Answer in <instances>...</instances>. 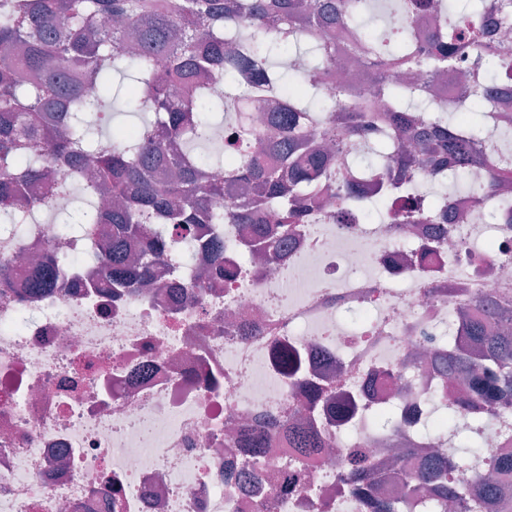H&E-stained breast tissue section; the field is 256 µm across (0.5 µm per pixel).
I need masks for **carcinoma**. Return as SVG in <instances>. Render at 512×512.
I'll use <instances>...</instances> for the list:
<instances>
[{
    "mask_svg": "<svg viewBox=\"0 0 512 512\" xmlns=\"http://www.w3.org/2000/svg\"><path fill=\"white\" fill-rule=\"evenodd\" d=\"M460 22L450 18L448 0H392L391 22L378 33L365 32L356 18L374 0H347L345 10L355 29L353 50L368 65L402 72L405 83L386 81L366 91L336 83L334 99H325L321 73L344 70L327 33L336 26V5L326 0H0V217L15 219L20 183L28 177L64 172L51 181V193L74 196L80 187L89 208L78 223L93 235V224L112 225V237L99 254L102 278L114 289L149 283L160 268L174 269L173 239H194L198 224H241L248 235L236 245L247 249L258 242L276 263L283 257L293 225L304 223L311 206L328 196L336 211L357 205L352 173L354 160L337 168L325 164V146L365 135L386 134L394 155L384 162L378 147L369 171L415 191L421 175L448 167L463 174L480 155L472 143L487 138L488 129L475 128L472 117L485 115L487 98L499 80L500 66L484 38L482 18L498 12L512 24V0H471ZM435 17L436 46L426 57L416 55L405 40L420 13ZM316 27L318 60L314 70L299 74L289 66L300 53L305 33ZM279 51V67L296 77L285 81L274 70L270 54ZM471 60L470 108L450 123L448 108L423 93L418 85L425 72L448 71L453 57ZM114 73L129 80L126 94L135 112L150 118L112 130L106 137L89 136L85 114L104 120L114 111L107 82ZM224 80V98L210 96V84ZM168 85L190 92L177 97ZM254 87L277 99L266 120L279 127L277 139L254 143L243 122ZM224 113L225 181L212 179L217 166L194 145L209 142L215 129L207 112ZM499 167L480 185L469 187L477 203L491 192L512 209V192L501 176L512 173V161L499 156ZM236 183L242 195L279 206L272 229L251 202H230L220 210L211 201L224 197V183ZM138 244L132 258L131 241ZM215 272L224 274V237L210 239ZM51 255L34 265L27 281L31 293L59 287ZM512 314V299L498 308L482 300H465L455 312L467 353L448 356V368L465 372L467 387L448 403V418L430 423L435 439L454 437L466 415L472 435L471 460L463 463L453 452L434 453L414 477L424 490L418 500L409 490L400 502L374 495L369 512H447L448 499L466 501L467 512H483L512 483V454L484 447L486 421L512 407V333L498 326V316ZM284 435L298 457L322 447L314 424H288ZM240 464L252 468L265 456V442L253 433L237 441ZM373 465L362 454L347 459L342 479L347 490L372 480Z\"/></svg>",
    "mask_w": 512,
    "mask_h": 512,
    "instance_id": "carcinoma-1",
    "label": "carcinoma"
}]
</instances>
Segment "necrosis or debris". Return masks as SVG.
<instances>
[{
  "instance_id": "4bbe7bcc",
  "label": "necrosis or debris",
  "mask_w": 512,
  "mask_h": 512,
  "mask_svg": "<svg viewBox=\"0 0 512 512\" xmlns=\"http://www.w3.org/2000/svg\"><path fill=\"white\" fill-rule=\"evenodd\" d=\"M468 67L456 58L433 81L436 102L466 111ZM451 209L454 223L426 225L434 246L423 252L400 246L402 225L338 221L318 206L283 264L231 254L219 280L211 229L198 225L199 244L177 268L193 289L185 301L162 278L118 299L93 287L108 225L90 240L51 223L14 239L1 224L13 259L84 261L38 296L20 273L0 288V512H319L325 499L333 512H365L341 483L350 448L374 464L377 492L398 496L394 449L404 440L439 448L419 436L451 383L438 335L460 300L512 296V212L463 190ZM430 269L447 293L427 295ZM316 386L361 408L325 430L321 453L301 464L275 447L255 470L228 467L230 427L309 421ZM385 410L400 438L366 426L365 415Z\"/></svg>"
}]
</instances>
